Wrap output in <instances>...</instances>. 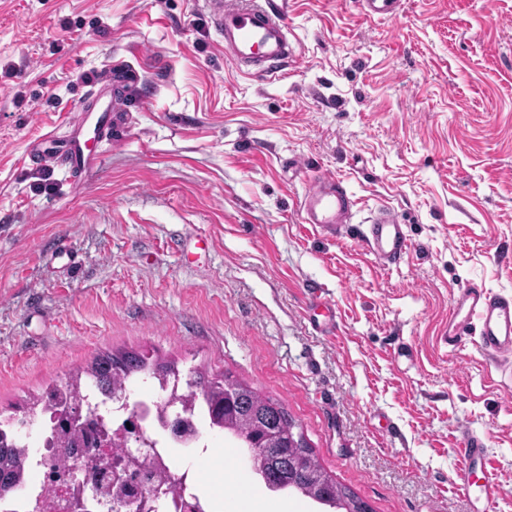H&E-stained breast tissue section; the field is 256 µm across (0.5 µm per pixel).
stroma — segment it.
<instances>
[{"label": "stroma", "mask_w": 512, "mask_h": 512, "mask_svg": "<svg viewBox=\"0 0 512 512\" xmlns=\"http://www.w3.org/2000/svg\"><path fill=\"white\" fill-rule=\"evenodd\" d=\"M272 2L297 46L269 79L226 58L203 0H0V410L100 352L150 350L281 404L372 512H472L458 448L484 434L489 512H512V387L444 335L467 283L512 294V0H400L392 18ZM114 68L138 78L106 93L112 144L71 184L31 146ZM323 175L353 224H405L399 266L306 224ZM249 456L218 440L184 464L219 512H324L245 474Z\"/></svg>", "instance_id": "stroma-1"}]
</instances>
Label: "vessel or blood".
<instances>
[{
  "mask_svg": "<svg viewBox=\"0 0 512 512\" xmlns=\"http://www.w3.org/2000/svg\"><path fill=\"white\" fill-rule=\"evenodd\" d=\"M215 33L224 41V54L237 67L268 76L295 57L294 35L283 9L267 0H204ZM112 142V118L108 113L78 112L65 131L41 137L36 158L60 169L67 180L89 177L97 167L106 145ZM356 201L342 180L332 176L315 179L301 199L306 223L331 237L347 234ZM360 241L386 264H399L409 250V239L396 217L378 210L362 229ZM477 337L485 353L501 364L512 361V296L495 293L485 285L470 283L462 289L448 321V347L457 349L469 337ZM460 454L467 466L485 469L487 448L482 435L472 432L463 438ZM470 493L473 512H488L499 494L491 472L483 474L478 493L469 482H460Z\"/></svg>",
  "mask_w": 512,
  "mask_h": 512,
  "instance_id": "1",
  "label": "vessel or blood"
}]
</instances>
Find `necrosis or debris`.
<instances>
[{
	"label": "necrosis or debris",
	"mask_w": 512,
	"mask_h": 512,
	"mask_svg": "<svg viewBox=\"0 0 512 512\" xmlns=\"http://www.w3.org/2000/svg\"><path fill=\"white\" fill-rule=\"evenodd\" d=\"M84 408L94 410L102 433H123L127 422H134L142 444H151L154 455H145L141 446L128 449L126 456H113L106 442H98L90 453L75 452L70 457V475L53 478L51 464L56 452L52 412H45L38 423L24 424L9 431L8 436L27 456V468L18 486L0 497V512H70L73 499L69 494L74 477H85L89 470L100 472L101 484L112 493L101 496L92 512H137L147 504L152 512H177L175 505L187 503L190 512H210L212 504L200 496L193 483L166 494L158 493L159 471L179 472L178 452L193 449L203 453L223 431L210 426L201 408L179 414L174 408L162 407L151 381H143L138 393L122 390L104 395L88 384L81 393ZM182 416L185 433H175L170 422Z\"/></svg>",
	"instance_id": "obj_1"
}]
</instances>
